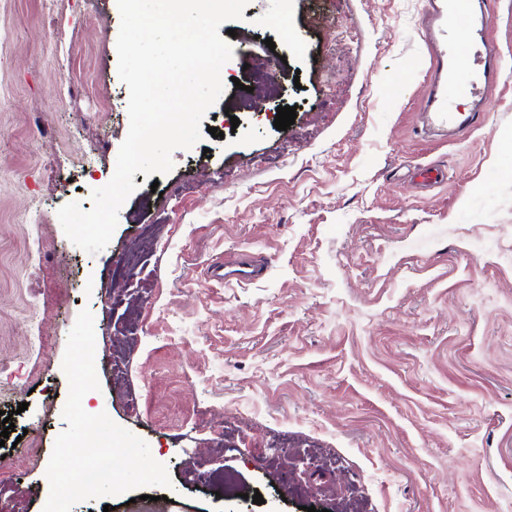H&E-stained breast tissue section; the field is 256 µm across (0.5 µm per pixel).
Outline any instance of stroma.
Instances as JSON below:
<instances>
[{
    "mask_svg": "<svg viewBox=\"0 0 512 512\" xmlns=\"http://www.w3.org/2000/svg\"><path fill=\"white\" fill-rule=\"evenodd\" d=\"M426 8L249 0L206 134L173 151L169 173L134 175L91 255L57 211L91 209L128 132L117 0H0V366L13 374L0 410L15 425L0 500L12 512L47 501L67 427L62 359L85 308L100 388L83 408L147 441L172 486L71 512H338L349 494L362 512H512V0H483L504 76L459 140L414 134ZM286 105L296 119L280 131ZM419 164L444 182L414 185ZM240 251L265 257V274L208 277ZM215 470L234 490L201 479Z\"/></svg>",
    "mask_w": 512,
    "mask_h": 512,
    "instance_id": "stroma-1",
    "label": "stroma"
}]
</instances>
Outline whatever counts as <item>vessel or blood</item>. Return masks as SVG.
Instances as JSON below:
<instances>
[{
	"label": "vessel or blood",
	"instance_id": "vessel-or-blood-1",
	"mask_svg": "<svg viewBox=\"0 0 512 512\" xmlns=\"http://www.w3.org/2000/svg\"><path fill=\"white\" fill-rule=\"evenodd\" d=\"M474 0H447L446 4H431V14L447 13L448 25L439 31L435 55L430 70L441 79L434 88L429 104V119L416 134L429 136L432 129L449 130L457 136L467 134L483 110V91L503 77L498 51L486 34L473 28ZM468 33L470 49L466 59H459L458 46L452 33ZM260 271L256 261L246 255L235 258H217L209 266L211 278L221 282L248 281Z\"/></svg>",
	"mask_w": 512,
	"mask_h": 512
}]
</instances>
